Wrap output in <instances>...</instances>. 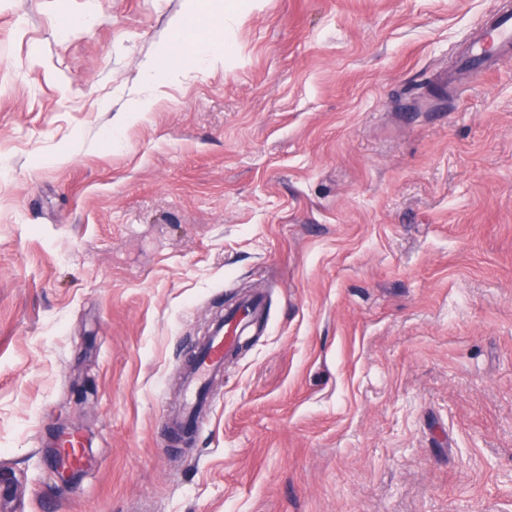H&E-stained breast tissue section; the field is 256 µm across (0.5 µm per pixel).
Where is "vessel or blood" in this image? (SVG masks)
Masks as SVG:
<instances>
[{
	"instance_id": "vessel-or-blood-1",
	"label": "vessel or blood",
	"mask_w": 512,
	"mask_h": 512,
	"mask_svg": "<svg viewBox=\"0 0 512 512\" xmlns=\"http://www.w3.org/2000/svg\"><path fill=\"white\" fill-rule=\"evenodd\" d=\"M512 61V8L501 12L468 39L459 56L465 69L491 72ZM265 308L262 297L253 296L229 310L223 321L215 324L201 345L190 370L186 371L182 398L172 422L182 429L193 430L208 404L209 385L224 369V354L239 340L240 332ZM81 431L71 430L57 435L52 446L58 471L73 474L91 466L84 448Z\"/></svg>"
}]
</instances>
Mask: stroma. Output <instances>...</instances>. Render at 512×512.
Returning <instances> with one entry per match:
<instances>
[{"label":"stroma","mask_w":512,"mask_h":512,"mask_svg":"<svg viewBox=\"0 0 512 512\" xmlns=\"http://www.w3.org/2000/svg\"><path fill=\"white\" fill-rule=\"evenodd\" d=\"M500 5L200 0L195 69L189 0H0V512H512V63L455 72ZM174 38L177 42L181 43L186 52L191 57L192 62L196 66H210L221 60L210 45L203 46L199 43H185L184 41V28L182 24H178L174 28ZM264 308L263 298L253 296L229 310L224 320L215 324L206 342L198 348L193 366L185 373L181 403L171 419L172 424L190 432L197 426L208 405L210 382L224 371L225 352L236 345L243 326L263 313ZM84 437L79 430H71L57 435L53 442L56 469L65 474H73L90 467L93 461L84 448Z\"/></svg>","instance_id":"1"}]
</instances>
